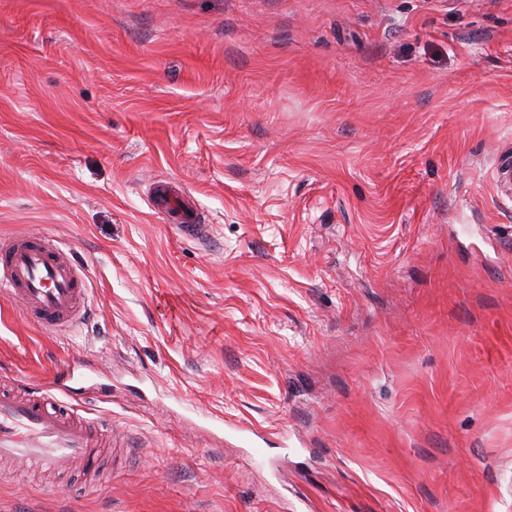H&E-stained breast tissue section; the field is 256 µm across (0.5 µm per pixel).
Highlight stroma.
Segmentation results:
<instances>
[{"mask_svg": "<svg viewBox=\"0 0 512 512\" xmlns=\"http://www.w3.org/2000/svg\"><path fill=\"white\" fill-rule=\"evenodd\" d=\"M30 232L86 316L0 298V375L82 364L112 443L0 512H512V0H0ZM150 206L153 210L168 214H173L175 218L172 222L174 229L187 239L200 241L205 237L207 224H202L200 213L197 207L189 208L182 206L181 201L173 203L172 197L161 200L158 193L156 198L152 194ZM163 209V210H162Z\"/></svg>", "mask_w": 512, "mask_h": 512, "instance_id": "stroma-1", "label": "stroma"}]
</instances>
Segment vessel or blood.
I'll return each mask as SVG.
<instances>
[{
    "label": "vessel or blood",
    "instance_id": "vessel-or-blood-1",
    "mask_svg": "<svg viewBox=\"0 0 512 512\" xmlns=\"http://www.w3.org/2000/svg\"><path fill=\"white\" fill-rule=\"evenodd\" d=\"M150 206L173 215V227L183 237L204 238L207 227L198 209L157 197ZM0 295L18 302L34 325L58 333L80 321L87 282L58 242L17 234L0 237ZM98 439L87 420L76 418L74 407L60 404L52 387L24 391L16 382L0 384L1 458L49 471L67 460H86Z\"/></svg>",
    "mask_w": 512,
    "mask_h": 512
}]
</instances>
